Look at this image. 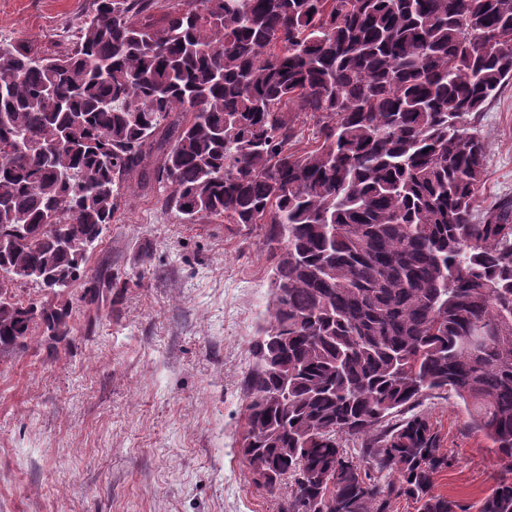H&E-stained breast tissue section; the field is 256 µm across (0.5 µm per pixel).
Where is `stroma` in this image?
<instances>
[{"label": "stroma", "mask_w": 512, "mask_h": 512, "mask_svg": "<svg viewBox=\"0 0 512 512\" xmlns=\"http://www.w3.org/2000/svg\"><path fill=\"white\" fill-rule=\"evenodd\" d=\"M91 0H0V38L51 54ZM487 150L479 205L512 197V83L476 125ZM88 270L117 287L77 313L68 349L0 355V512H278L240 454L241 380L269 301L260 227L187 224L157 188L121 203ZM452 467L435 490L484 497L505 463L456 398L421 407Z\"/></svg>", "instance_id": "1"}]
</instances>
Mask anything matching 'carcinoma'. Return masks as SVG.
<instances>
[{
  "instance_id": "1",
  "label": "carcinoma",
  "mask_w": 512,
  "mask_h": 512,
  "mask_svg": "<svg viewBox=\"0 0 512 512\" xmlns=\"http://www.w3.org/2000/svg\"><path fill=\"white\" fill-rule=\"evenodd\" d=\"M8 47L0 354L65 348L73 311H101L112 277L86 273L87 244L158 184L188 224L264 228L241 452L279 512H470L433 492L452 461L409 414L444 394L512 472V199L476 212L472 131L512 80V0H92L73 46ZM477 512H512V478Z\"/></svg>"
}]
</instances>
